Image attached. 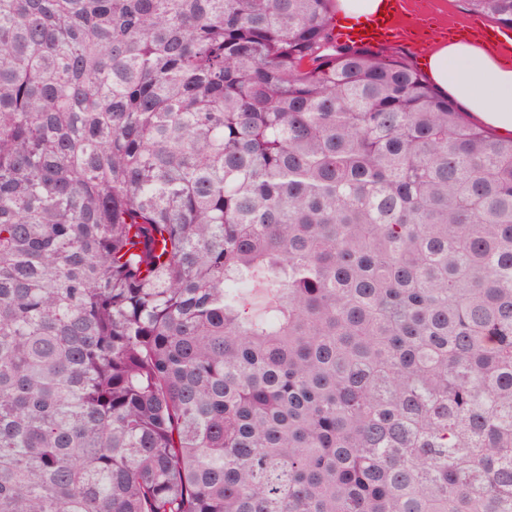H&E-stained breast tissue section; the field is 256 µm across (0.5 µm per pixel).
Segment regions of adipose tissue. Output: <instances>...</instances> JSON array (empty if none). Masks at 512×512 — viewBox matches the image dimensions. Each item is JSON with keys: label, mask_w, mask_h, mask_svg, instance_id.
<instances>
[{"label": "adipose tissue", "mask_w": 512, "mask_h": 512, "mask_svg": "<svg viewBox=\"0 0 512 512\" xmlns=\"http://www.w3.org/2000/svg\"><path fill=\"white\" fill-rule=\"evenodd\" d=\"M424 71L459 106L512 134V67L486 52L481 41L453 39L436 45Z\"/></svg>", "instance_id": "1"}]
</instances>
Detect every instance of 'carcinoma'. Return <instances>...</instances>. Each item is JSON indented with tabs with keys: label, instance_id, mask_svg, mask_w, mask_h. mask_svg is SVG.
<instances>
[{
	"label": "carcinoma",
	"instance_id": "carcinoma-1",
	"mask_svg": "<svg viewBox=\"0 0 512 512\" xmlns=\"http://www.w3.org/2000/svg\"><path fill=\"white\" fill-rule=\"evenodd\" d=\"M332 2L0 0V512H512V138Z\"/></svg>",
	"mask_w": 512,
	"mask_h": 512
}]
</instances>
